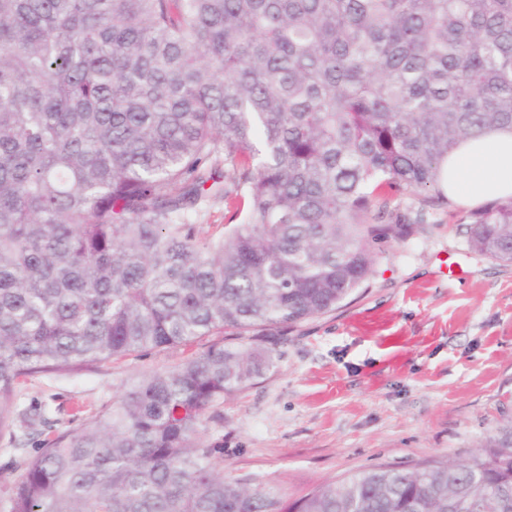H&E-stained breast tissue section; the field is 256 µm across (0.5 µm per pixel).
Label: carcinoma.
Returning a JSON list of instances; mask_svg holds the SVG:
<instances>
[{
	"label": "carcinoma",
	"mask_w": 512,
	"mask_h": 512,
	"mask_svg": "<svg viewBox=\"0 0 512 512\" xmlns=\"http://www.w3.org/2000/svg\"><path fill=\"white\" fill-rule=\"evenodd\" d=\"M512 129V0H0V431L17 380L202 336L40 443L9 512H512V420L466 463L372 468L293 502L202 433L274 366L261 332L371 276L384 189L446 199L448 157ZM233 168L221 185L220 164ZM245 206L219 237L184 213ZM512 263V197L463 218Z\"/></svg>",
	"instance_id": "cac0c4a2"
}]
</instances>
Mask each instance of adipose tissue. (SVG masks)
Wrapping results in <instances>:
<instances>
[{
  "label": "adipose tissue",
  "instance_id": "obj_1",
  "mask_svg": "<svg viewBox=\"0 0 512 512\" xmlns=\"http://www.w3.org/2000/svg\"><path fill=\"white\" fill-rule=\"evenodd\" d=\"M444 190L449 202L465 207L512 196V131L463 143L448 160Z\"/></svg>",
  "mask_w": 512,
  "mask_h": 512
}]
</instances>
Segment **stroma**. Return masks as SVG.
<instances>
[{"label":"stroma","mask_w":512,"mask_h":512,"mask_svg":"<svg viewBox=\"0 0 512 512\" xmlns=\"http://www.w3.org/2000/svg\"><path fill=\"white\" fill-rule=\"evenodd\" d=\"M382 198L414 222L413 235L376 244L370 280L341 307L282 331L274 367L225 397L222 422L205 430L232 477L292 501L375 466L467 461L512 419V264L468 246L466 207L434 205L418 224V201L393 190ZM233 211L210 195L189 220L217 237ZM226 342L206 336L34 373L18 396L54 412L58 430L74 429L143 375ZM36 440L21 427L0 433V512L9 510L13 462L35 455Z\"/></svg>","instance_id":"obj_1"}]
</instances>
